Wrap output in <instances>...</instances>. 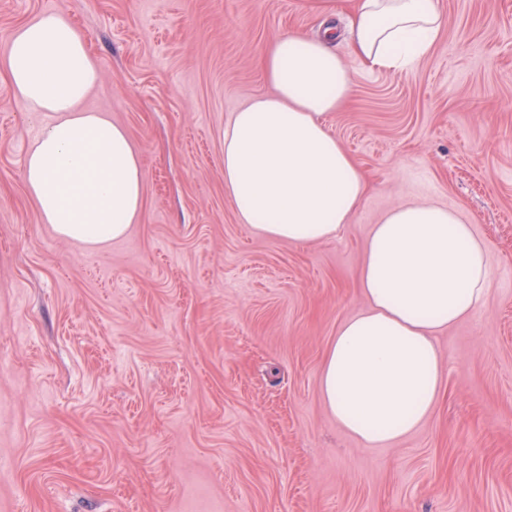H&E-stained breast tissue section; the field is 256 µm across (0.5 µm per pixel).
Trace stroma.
<instances>
[{
  "instance_id": "35a3bbf8",
  "label": "stroma",
  "mask_w": 512,
  "mask_h": 512,
  "mask_svg": "<svg viewBox=\"0 0 512 512\" xmlns=\"http://www.w3.org/2000/svg\"><path fill=\"white\" fill-rule=\"evenodd\" d=\"M71 2L100 79L83 103L140 147L143 208L90 248L42 223L22 172L48 120L0 68V512H512V0H440L408 72L358 71L329 131L368 175L333 240L239 223L224 126L269 94L276 33L314 34L315 0H0L15 30ZM459 210L494 267L481 310L440 333L426 425L370 448L319 394L358 271L394 206Z\"/></svg>"
}]
</instances>
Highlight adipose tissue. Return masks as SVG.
<instances>
[{"mask_svg": "<svg viewBox=\"0 0 512 512\" xmlns=\"http://www.w3.org/2000/svg\"><path fill=\"white\" fill-rule=\"evenodd\" d=\"M347 18L351 53L371 71L401 74L433 49L445 25L438 0H319ZM70 11H44L15 32L5 62L17 98L51 113L22 172L40 217L61 238L103 245L126 236L144 201L145 168L127 129L80 104L99 81ZM317 36L275 35L259 65L272 94L224 128V191L240 223L296 244L335 238L365 200L366 178L326 118L351 100L358 74ZM487 242L456 210L411 203L372 226L359 290L367 309L337 329L320 395L366 446L400 440L436 407L444 364L436 334L471 317L491 291Z\"/></svg>", "mask_w": 512, "mask_h": 512, "instance_id": "1", "label": "adipose tissue"}]
</instances>
